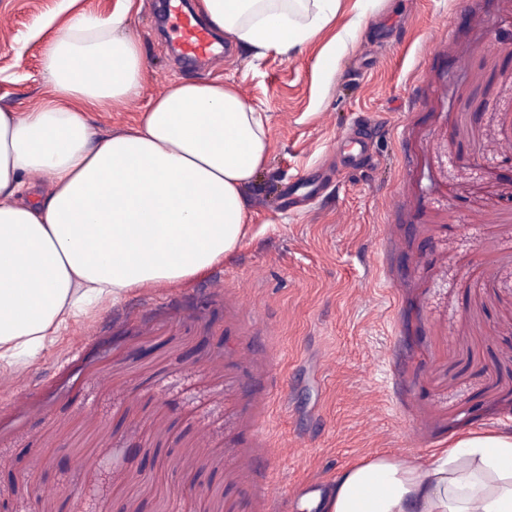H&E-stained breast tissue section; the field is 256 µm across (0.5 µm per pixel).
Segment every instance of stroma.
I'll use <instances>...</instances> for the list:
<instances>
[{"label": "stroma", "instance_id": "1", "mask_svg": "<svg viewBox=\"0 0 512 512\" xmlns=\"http://www.w3.org/2000/svg\"><path fill=\"white\" fill-rule=\"evenodd\" d=\"M161 4L0 0L1 108L51 96L39 23L124 10L146 88L91 112L99 134L220 77L269 138L230 258L97 305L21 384L0 370L9 512H320L290 489L512 430V0H339L286 56L221 37L219 68L174 56ZM131 442L163 461L135 484L110 464Z\"/></svg>", "mask_w": 512, "mask_h": 512}]
</instances>
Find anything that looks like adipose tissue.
Wrapping results in <instances>:
<instances>
[{"label":"adipose tissue","mask_w":512,"mask_h":512,"mask_svg":"<svg viewBox=\"0 0 512 512\" xmlns=\"http://www.w3.org/2000/svg\"><path fill=\"white\" fill-rule=\"evenodd\" d=\"M337 0H197L215 30L261 57L289 54L331 22ZM126 12L43 24L53 99L0 108V366L35 356L101 298L183 283L230 256L248 231L246 189L267 162L261 116L223 80L182 81L137 126L102 136L87 114L138 97L147 78ZM50 184L32 201L24 178ZM326 512H512V432L483 431L422 466H349Z\"/></svg>","instance_id":"adipose-tissue-1"}]
</instances>
